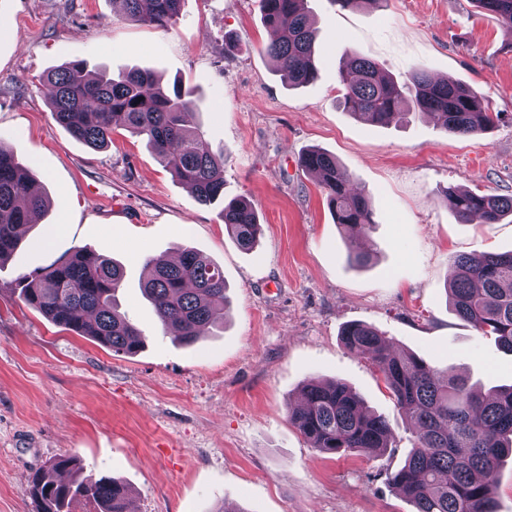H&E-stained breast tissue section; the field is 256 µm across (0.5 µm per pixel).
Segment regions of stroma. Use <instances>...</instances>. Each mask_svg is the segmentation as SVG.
Here are the masks:
<instances>
[{
    "mask_svg": "<svg viewBox=\"0 0 512 512\" xmlns=\"http://www.w3.org/2000/svg\"><path fill=\"white\" fill-rule=\"evenodd\" d=\"M317 79L291 89L263 49L258 0H186L175 25L127 21L116 0H0V144L42 182L49 206L0 263V512H32L26 489L49 459L122 481L132 512H413L388 482L412 426L381 374L346 351L358 322L482 392L512 384V354L447 304L456 256L512 251V220L458 221L446 190L512 195V30L472 0H384L342 10L307 0ZM357 54L402 81L421 69L470 86L494 124L460 136L432 116L358 122L339 105L338 63ZM72 61L142 68L195 92L192 125L224 158V197L257 207L241 250L219 205L200 204L125 128L93 150L54 119L40 79ZM334 155L373 223L366 265L336 224L310 149ZM203 252L224 269L228 305L189 347L140 290L146 259ZM84 248L125 268L121 310L146 338L118 355L62 330L19 297V277ZM340 380L385 414L376 458L310 448L289 422L309 380Z\"/></svg>",
    "mask_w": 512,
    "mask_h": 512,
    "instance_id": "1",
    "label": "stroma"
}]
</instances>
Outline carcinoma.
Wrapping results in <instances>:
<instances>
[{
  "instance_id": "obj_1",
  "label": "carcinoma",
  "mask_w": 512,
  "mask_h": 512,
  "mask_svg": "<svg viewBox=\"0 0 512 512\" xmlns=\"http://www.w3.org/2000/svg\"><path fill=\"white\" fill-rule=\"evenodd\" d=\"M185 0H123L132 23L166 28L177 21ZM306 0H258L262 23L275 33L264 52L290 87L305 86L318 74V30ZM512 27V0H472ZM342 105L357 120L386 125L413 112L439 116L442 126L462 136L482 135L493 119L470 87L437 79L423 70L400 85L378 63L349 56L338 64ZM60 126L95 149L112 142L120 125L143 138L179 181L203 205L222 204L226 232L243 250L258 242L257 208L239 198L224 201L223 157L211 152L188 117L195 108L178 83L165 88L149 70L88 73L83 62H69L41 78ZM300 166L317 174L336 223L358 234L369 229L368 199L352 190L336 157L320 149L302 154ZM445 203L466 223L477 216L497 224L512 216V196L450 189ZM46 207L42 185L12 148L0 145V262L17 249L30 224ZM142 292L159 320L185 345L224 318V272L205 254L191 249L178 261L148 262ZM123 267L85 249L41 270L21 276L19 297L64 331L89 336L116 354L132 355L144 344L138 328L120 312ZM452 310L484 336L512 353V252L460 256L448 289ZM344 348L370 361L382 375L396 407L415 424V440L404 464L389 475L414 512H497L496 478L512 454V385L481 394L456 377H443L426 360L400 354L379 330L351 323L341 333ZM303 402L289 419L308 445L320 452L378 454L388 447L386 417L339 380H311ZM26 494L34 512H69L73 500H93L100 512H127L126 486L107 476L86 473L72 457L61 456L39 468Z\"/></svg>"
}]
</instances>
